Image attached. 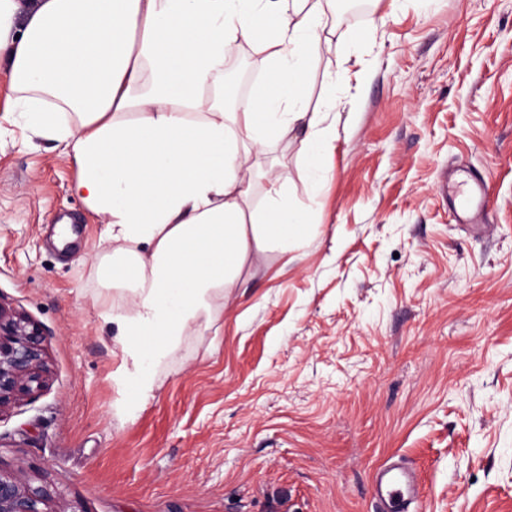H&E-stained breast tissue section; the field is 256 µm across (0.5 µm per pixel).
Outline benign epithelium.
Here are the masks:
<instances>
[{
  "instance_id": "obj_1",
  "label": "benign epithelium",
  "mask_w": 512,
  "mask_h": 512,
  "mask_svg": "<svg viewBox=\"0 0 512 512\" xmlns=\"http://www.w3.org/2000/svg\"><path fill=\"white\" fill-rule=\"evenodd\" d=\"M244 75L230 70L224 77L230 106L239 101L238 85ZM45 333L39 324L0 299V408L32 398L45 386L43 359ZM49 493L33 489L14 474L0 473V512H44Z\"/></svg>"
}]
</instances>
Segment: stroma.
<instances>
[{
  "instance_id": "35a3bbf8",
  "label": "stroma",
  "mask_w": 512,
  "mask_h": 512,
  "mask_svg": "<svg viewBox=\"0 0 512 512\" xmlns=\"http://www.w3.org/2000/svg\"><path fill=\"white\" fill-rule=\"evenodd\" d=\"M369 4L334 13L306 74L313 104L340 82L302 256L260 264L145 397L71 157L0 120V298L49 369L0 410V470L49 512H375L392 462L418 512H512V0ZM261 162L307 200L298 142ZM476 176L488 213L456 222Z\"/></svg>"
}]
</instances>
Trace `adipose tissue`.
Listing matches in <instances>:
<instances>
[{
  "mask_svg": "<svg viewBox=\"0 0 512 512\" xmlns=\"http://www.w3.org/2000/svg\"><path fill=\"white\" fill-rule=\"evenodd\" d=\"M334 0H0V70L24 126L63 144L72 190L106 226L100 265L125 303L103 318L149 394L162 360L209 326L269 254L313 234L288 179L251 205L254 160L303 129L302 164L321 179L336 92L309 108L305 77L329 34ZM264 31L269 73L224 109V61ZM137 119H129V109Z\"/></svg>",
  "mask_w": 512,
  "mask_h": 512,
  "instance_id": "obj_1",
  "label": "adipose tissue"
}]
</instances>
